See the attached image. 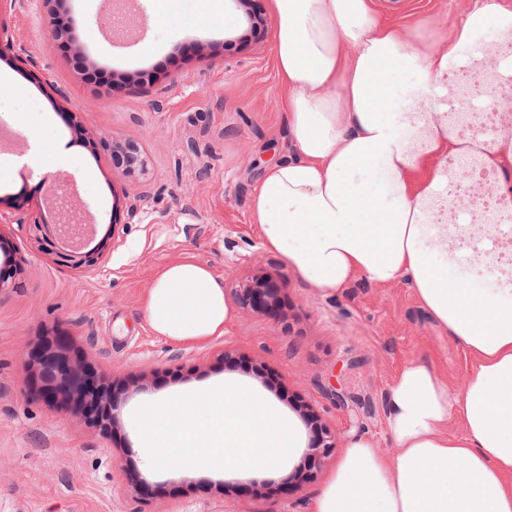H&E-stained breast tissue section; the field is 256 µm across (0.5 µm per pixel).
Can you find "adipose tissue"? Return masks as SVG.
Segmentation results:
<instances>
[{"label":"adipose tissue","instance_id":"1","mask_svg":"<svg viewBox=\"0 0 512 512\" xmlns=\"http://www.w3.org/2000/svg\"><path fill=\"white\" fill-rule=\"evenodd\" d=\"M293 153L270 167L251 207L265 249L314 288L408 281L431 318L475 357L461 389L408 363L388 392L392 454L356 437L312 512H512V289L448 277L449 229L428 221L448 193V161L469 150L446 116L448 74L487 25L512 31V7L477 0L447 46L380 21L372 0H270ZM411 72L404 110L386 94ZM481 162L512 183V137L481 139ZM155 333L193 343L223 335L234 312L207 265L163 267L144 298ZM460 421L461 434L448 432Z\"/></svg>","mask_w":512,"mask_h":512}]
</instances>
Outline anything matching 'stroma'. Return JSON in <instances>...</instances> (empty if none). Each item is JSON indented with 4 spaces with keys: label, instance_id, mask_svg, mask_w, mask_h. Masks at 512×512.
Masks as SVG:
<instances>
[{
    "label": "stroma",
    "instance_id": "stroma-1",
    "mask_svg": "<svg viewBox=\"0 0 512 512\" xmlns=\"http://www.w3.org/2000/svg\"><path fill=\"white\" fill-rule=\"evenodd\" d=\"M474 0H375L384 21L426 25L423 41L452 37ZM113 0H19L0 6V131L23 116V139L66 141L72 159L61 194L53 173L35 174L0 147V512H311L333 472L326 458L294 478L322 431L344 448L373 438L392 453L386 393L417 361L458 389L473 360L431 319L407 282L356 279L324 293L263 249L250 221L264 171L292 153L277 74L269 0H227L199 20L196 0L146 27L140 45L101 25ZM64 23L72 45L113 85L87 81L46 30ZM138 145L143 174L122 175L112 147ZM84 227L80 239L60 232ZM103 246L95 266L78 256ZM257 253L243 265L239 256ZM193 258L225 289L257 274L278 276L277 310L236 309L223 335L181 344L157 336L143 298L164 266ZM67 339L74 374L92 366L112 382L108 430L89 425L64 392L47 397L38 354ZM217 379L270 396L295 421L298 447L279 476L154 471L134 450L135 410ZM342 388L339 405L330 387Z\"/></svg>",
    "mask_w": 512,
    "mask_h": 512
}]
</instances>
